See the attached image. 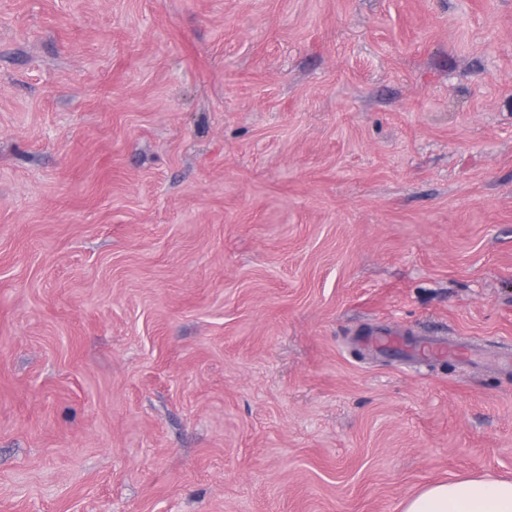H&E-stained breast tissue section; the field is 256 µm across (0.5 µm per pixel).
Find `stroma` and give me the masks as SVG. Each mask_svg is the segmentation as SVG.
Wrapping results in <instances>:
<instances>
[{"label":"stroma","mask_w":512,"mask_h":512,"mask_svg":"<svg viewBox=\"0 0 512 512\" xmlns=\"http://www.w3.org/2000/svg\"><path fill=\"white\" fill-rule=\"evenodd\" d=\"M505 343L512 0H0V512L512 480ZM470 346L437 336H426L422 343L405 345V349L406 351L419 352L425 357L438 359L446 357L448 354H455L460 350H465Z\"/></svg>","instance_id":"1"}]
</instances>
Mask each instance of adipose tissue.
Instances as JSON below:
<instances>
[{
	"label": "adipose tissue",
	"instance_id": "adipose-tissue-1",
	"mask_svg": "<svg viewBox=\"0 0 512 512\" xmlns=\"http://www.w3.org/2000/svg\"><path fill=\"white\" fill-rule=\"evenodd\" d=\"M402 512H512V481L464 479L428 485Z\"/></svg>",
	"mask_w": 512,
	"mask_h": 512
}]
</instances>
